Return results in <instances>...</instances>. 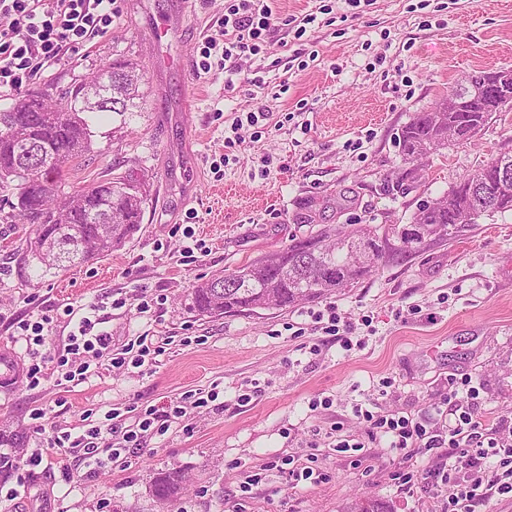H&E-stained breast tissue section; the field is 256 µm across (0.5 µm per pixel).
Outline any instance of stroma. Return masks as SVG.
<instances>
[{"label": "stroma", "instance_id": "stroma-1", "mask_svg": "<svg viewBox=\"0 0 512 512\" xmlns=\"http://www.w3.org/2000/svg\"><path fill=\"white\" fill-rule=\"evenodd\" d=\"M167 3L116 0L103 36L27 83L68 86L112 60L133 62L139 98L124 113L89 114L91 151L67 190L129 175L147 203L124 247L59 274L25 263L21 225L0 219V355L17 370L0 384V427L23 434L29 454L47 448L55 429L82 432L115 408L183 412L127 451L125 470L78 482L42 466L13 472L0 483V512H236L248 472L286 455L302 465L316 458L324 480L271 472L246 512H344L360 497L388 512H443L444 491L397 477L400 467L433 469L439 459L404 460L388 437L368 441L356 409L432 425L449 382L468 379L479 414L512 427L511 214L482 216L448 242L287 309L210 318L194 311L192 292L310 234L297 218L301 199L352 197L326 211L332 225L406 224L477 165L512 154V111L415 167L395 141L460 81L512 69V0H267L275 29L264 53L228 60L242 76L231 88L223 70L196 68L205 38L222 29L224 0H189L183 29L160 42L155 24ZM256 111L264 120L247 125ZM228 137L236 148L225 149ZM143 292L149 311L106 308L104 328L114 351L148 336L166 341L165 353L139 368L102 357L85 383L58 386L53 359L73 332L65 308ZM42 316L48 359L33 389L14 323ZM212 388L219 396L208 407L184 405L186 392ZM343 439L362 447L336 451ZM170 469L187 483L161 502L152 485Z\"/></svg>", "mask_w": 512, "mask_h": 512}]
</instances>
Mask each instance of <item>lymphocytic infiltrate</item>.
Returning a JSON list of instances; mask_svg holds the SVG:
<instances>
[{"label": "lymphocytic infiltrate", "mask_w": 512, "mask_h": 512, "mask_svg": "<svg viewBox=\"0 0 512 512\" xmlns=\"http://www.w3.org/2000/svg\"><path fill=\"white\" fill-rule=\"evenodd\" d=\"M114 0H0V94L14 93L23 84L43 72L62 54L76 53L103 33L112 22ZM272 25V11L264 0H225L224 43L208 40L198 67L210 71L211 51L223 46L225 56L233 52L259 54ZM96 322L81 317L77 335L71 336L63 354L57 359L63 372L59 385L74 387L89 379L94 359L110 355L111 364L143 365L146 358L161 355L162 346L140 343L132 356L112 353V336L96 330ZM475 387L459 389L448 387L445 405L455 415L453 424L437 429L406 417L387 418L369 410L360 416L370 434L380 432L391 435L392 448L402 458L415 455H437L447 450L452 463L416 475L412 470L398 474L403 484L431 483L448 490L449 508H457L473 501L480 488L497 494L512 493V441L491 437V427L475 410ZM181 407L162 411L153 406L141 408L135 423L123 427L120 411H113L110 421L90 426L82 434L68 430H54L51 443L56 448H68L76 453L80 468H73L66 457L55 459V466L66 479L78 478L80 471L95 474L107 468L123 466V451L140 446L145 433H161L172 415L181 414ZM121 434L118 447H99L103 435Z\"/></svg>", "instance_id": "f902f5d3"}]
</instances>
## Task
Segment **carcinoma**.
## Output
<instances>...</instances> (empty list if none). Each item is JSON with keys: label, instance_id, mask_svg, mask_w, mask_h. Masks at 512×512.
I'll return each mask as SVG.
<instances>
[{"label": "carcinoma", "instance_id": "cac0c4a2", "mask_svg": "<svg viewBox=\"0 0 512 512\" xmlns=\"http://www.w3.org/2000/svg\"><path fill=\"white\" fill-rule=\"evenodd\" d=\"M112 70L122 72L113 94L123 99L121 111L138 93L142 75L127 60L115 59ZM97 78L71 85L43 100L27 93L18 98L12 111L0 118L17 115L25 122L13 138H29L34 146L49 150V163L42 171L23 176L25 162L16 154L12 138L0 135V190L11 195L5 204L16 224H33L35 231L25 238V258L51 269L68 271L102 259L123 247L137 231L144 213L146 195L126 177L94 181L75 196L63 191L70 171L91 149L92 131L84 111L53 112L54 97L63 95L79 103L97 93ZM512 110V85L497 96L469 100L462 112H418L400 131L399 146L405 163L423 158L418 148L458 145L480 134L503 109ZM457 130V137L436 139L439 128ZM512 169V154L504 153L462 178L435 205H424L414 221L402 227L338 226L296 237L282 250L266 254L230 274H214L193 292L197 312L212 317L228 313L286 308L298 302L320 298L353 285L385 258L403 259L426 247L448 241L452 230L474 224L484 215L512 213V183L499 186V166ZM330 200L312 198L301 204L307 222L312 215H324ZM178 471L159 474L154 494L167 500L178 494Z\"/></svg>", "mask_w": 512, "mask_h": 512}]
</instances>
